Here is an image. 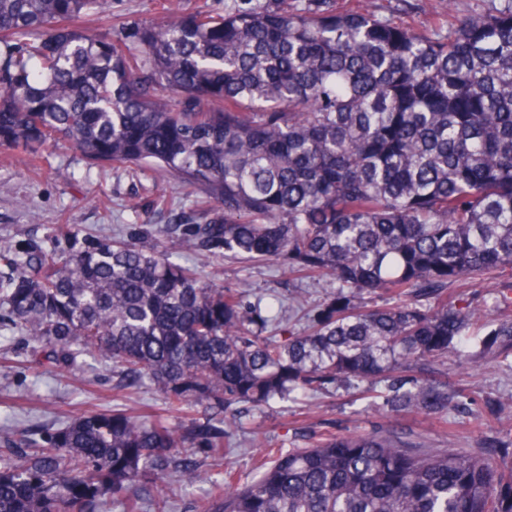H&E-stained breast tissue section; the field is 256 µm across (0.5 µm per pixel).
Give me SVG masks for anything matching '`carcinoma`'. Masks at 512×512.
<instances>
[{
    "label": "carcinoma",
    "instance_id": "obj_1",
    "mask_svg": "<svg viewBox=\"0 0 512 512\" xmlns=\"http://www.w3.org/2000/svg\"><path fill=\"white\" fill-rule=\"evenodd\" d=\"M89 35L112 0H0V146L26 163L61 143L87 164L166 169L220 212L186 250L282 264L335 290L305 332L130 239L63 252L0 246V319L34 362L109 358L173 407L172 427L86 415L0 459V512H98L107 498L169 512L168 485L204 478L227 413L328 387L388 389L396 415L441 419L461 394L437 374L470 341L512 357V316L463 288L512 271V0L418 31L337 0H224ZM391 303L371 308L365 295ZM258 475L212 481L204 512H512L480 448L425 454L385 431L267 452Z\"/></svg>",
    "mask_w": 512,
    "mask_h": 512
}]
</instances>
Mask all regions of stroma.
<instances>
[{
  "label": "stroma",
  "mask_w": 512,
  "mask_h": 512,
  "mask_svg": "<svg viewBox=\"0 0 512 512\" xmlns=\"http://www.w3.org/2000/svg\"><path fill=\"white\" fill-rule=\"evenodd\" d=\"M115 17L160 19L156 0H112L111 18H84L80 24L104 33ZM13 156V150L0 147V243L34 238L52 249L58 242L49 238L50 227L65 224L83 237L137 235L142 244L161 249L170 244L167 228L205 223L216 210L202 192L182 186L166 170L124 164L91 168L70 147L52 149L48 158L29 167L16 163ZM173 260L264 309L287 303L290 290L302 289L308 300L305 309L290 312L289 322L268 328L270 335L281 339L289 328L308 327L331 290L328 279L301 278L270 261L241 262L207 251L178 253ZM465 352L463 360L443 366L450 383L463 393L447 420L368 410L369 402H383L382 386L371 400L357 390L336 387L319 392L307 406L276 401L255 410L243 404L232 426V451L199 457V466L212 473L229 468L248 480L255 475L258 447L307 448L329 434L384 428L429 453L447 448L464 453L484 442L495 449L499 467L510 469L512 420H500L498 405L512 398V370L474 357L473 347ZM115 411L160 415L176 427L186 421L153 387H123L112 362L84 354L69 368L38 372L29 366L28 348L19 333H8L0 341V451L23 441L31 431L52 432L80 416Z\"/></svg>",
  "instance_id": "1"
}]
</instances>
